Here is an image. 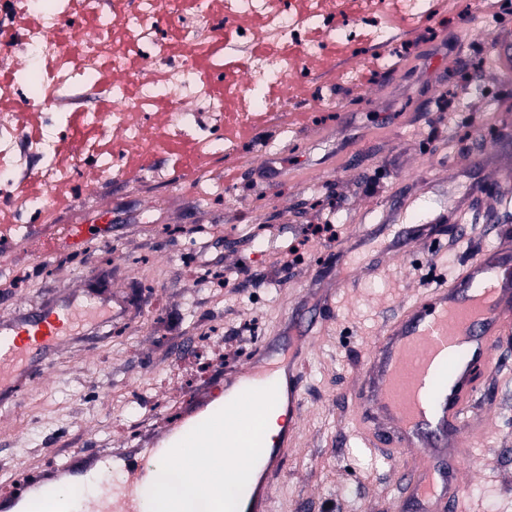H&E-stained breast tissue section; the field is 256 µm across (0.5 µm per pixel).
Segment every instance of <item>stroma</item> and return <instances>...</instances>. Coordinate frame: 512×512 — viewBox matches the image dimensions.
I'll list each match as a JSON object with an SVG mask.
<instances>
[{
    "instance_id": "obj_1",
    "label": "stroma",
    "mask_w": 512,
    "mask_h": 512,
    "mask_svg": "<svg viewBox=\"0 0 512 512\" xmlns=\"http://www.w3.org/2000/svg\"><path fill=\"white\" fill-rule=\"evenodd\" d=\"M462 2L446 22L432 12L414 27L395 18L399 49L384 59L328 45L309 89H279L287 112L257 122L250 153L215 156L196 174L190 146L156 145L137 165L163 181L113 179L54 203L29 247L0 243L1 311L42 307L99 276L145 310L123 326L102 316L85 323L41 392L0 406V485L46 469L50 448L144 443L153 414L174 424L185 409L165 376L193 356V342L222 338L242 359L251 339L301 312L314 342L297 448L272 486L273 512H417L396 503L392 453L364 446L350 390L381 324L421 284L455 276L512 235V73L485 47L504 20L496 0ZM352 66L357 80L341 82ZM267 157L280 173L258 178ZM454 206L465 233L427 250L410 243V227ZM326 223L333 238L314 237ZM66 224L90 228L87 255L59 237ZM368 227L349 258L355 283L340 287L336 249ZM399 243L405 256L392 252ZM364 255L374 268L359 267ZM494 358L461 451L469 512H512V337Z\"/></svg>"
}]
</instances>
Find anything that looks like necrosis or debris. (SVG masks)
Segmentation results:
<instances>
[{"label": "necrosis or debris", "mask_w": 512, "mask_h": 512, "mask_svg": "<svg viewBox=\"0 0 512 512\" xmlns=\"http://www.w3.org/2000/svg\"><path fill=\"white\" fill-rule=\"evenodd\" d=\"M45 0H0L13 31L12 44L22 58L13 62L10 79L0 81V236L11 235L24 217L47 213L48 196L70 192L75 175L87 173L102 184L126 172L129 148L145 142L148 121L161 118L169 140L195 144L194 164L201 167L221 153H234L246 142L233 130L251 127L257 116L282 107L279 87L304 83L298 60L320 61L326 43L366 42L390 53L388 35L394 13L423 14L426 0H62L50 12ZM176 27L171 44L161 35ZM225 37L211 45L215 30ZM203 56V68L174 64L175 54ZM252 81L240 90L233 74ZM103 88L107 108L87 112L81 92ZM53 94L55 111L41 99ZM28 109L15 111L17 96ZM172 111L158 113L161 103ZM74 160L63 145L75 126ZM41 184L42 192L31 189Z\"/></svg>", "instance_id": "obj_1"}]
</instances>
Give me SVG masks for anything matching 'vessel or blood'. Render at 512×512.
<instances>
[{
    "label": "vessel or blood",
    "mask_w": 512,
    "mask_h": 512,
    "mask_svg": "<svg viewBox=\"0 0 512 512\" xmlns=\"http://www.w3.org/2000/svg\"><path fill=\"white\" fill-rule=\"evenodd\" d=\"M105 305L95 291L48 308L0 315V401L23 387L39 391L53 374L52 354L81 318ZM293 345L261 339L246 362L226 370L236 386L224 405L184 414L178 435L162 434L152 449L129 448L96 457L76 449L48 470L28 495L0 499V512H144L140 486L157 460L176 461L194 472L200 457L193 433L223 430L238 447L256 449L257 470L242 481L234 501L215 495L213 512H272L268 488L295 447L302 405L305 355L311 338L297 330ZM512 336V260L484 254L466 262L452 280H439L411 296L401 317L383 324L360 363L352 392L361 432L370 447L393 448L406 462L394 467L401 499L421 512H463L461 460L455 451L470 434L468 413L481 395L480 378L495 365L494 346ZM285 409L284 429L264 443L254 429L256 405ZM103 464L120 476L114 490L89 502L69 503L61 489Z\"/></svg>",
    "instance_id": "b4317fda"
}]
</instances>
